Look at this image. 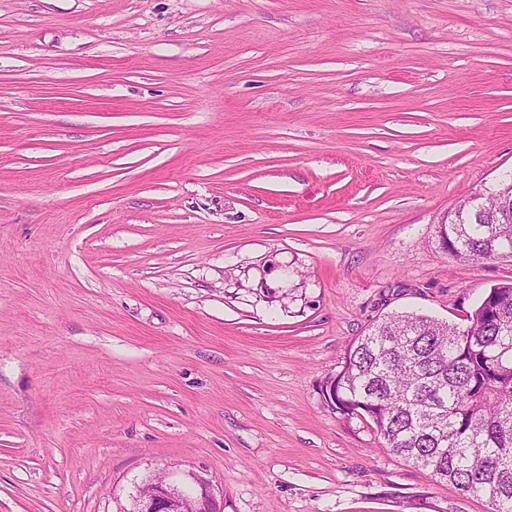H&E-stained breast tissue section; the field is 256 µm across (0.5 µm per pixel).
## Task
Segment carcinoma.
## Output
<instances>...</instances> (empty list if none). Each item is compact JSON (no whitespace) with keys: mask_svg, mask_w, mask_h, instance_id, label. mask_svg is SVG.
<instances>
[{"mask_svg":"<svg viewBox=\"0 0 512 512\" xmlns=\"http://www.w3.org/2000/svg\"><path fill=\"white\" fill-rule=\"evenodd\" d=\"M438 225L472 263L512 258V177ZM326 401L369 417L384 452L512 512V283L489 288L465 325L391 314L347 348Z\"/></svg>","mask_w":512,"mask_h":512,"instance_id":"cac0c4a2","label":"carcinoma"}]
</instances>
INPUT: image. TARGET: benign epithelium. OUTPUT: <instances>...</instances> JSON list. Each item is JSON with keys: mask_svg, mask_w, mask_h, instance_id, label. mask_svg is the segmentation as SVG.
<instances>
[{"mask_svg": "<svg viewBox=\"0 0 512 512\" xmlns=\"http://www.w3.org/2000/svg\"><path fill=\"white\" fill-rule=\"evenodd\" d=\"M131 500L132 508L122 512H224V499L207 481L198 478L184 491L172 473L137 487Z\"/></svg>", "mask_w": 512, "mask_h": 512, "instance_id": "7a95c632", "label": "benign epithelium"}]
</instances>
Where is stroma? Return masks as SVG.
<instances>
[{
    "instance_id": "obj_1",
    "label": "stroma",
    "mask_w": 512,
    "mask_h": 512,
    "mask_svg": "<svg viewBox=\"0 0 512 512\" xmlns=\"http://www.w3.org/2000/svg\"><path fill=\"white\" fill-rule=\"evenodd\" d=\"M511 172L512 0H0V512H486L320 387ZM185 491L173 473L138 486L131 496L132 508L121 512H223L224 497L218 498L210 484L196 478ZM178 489H182L179 491Z\"/></svg>"
}]
</instances>
